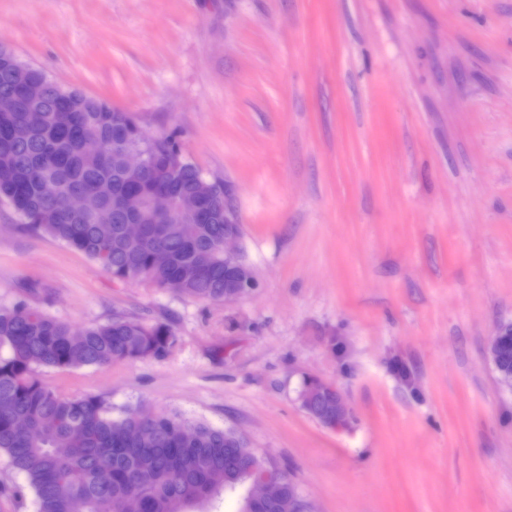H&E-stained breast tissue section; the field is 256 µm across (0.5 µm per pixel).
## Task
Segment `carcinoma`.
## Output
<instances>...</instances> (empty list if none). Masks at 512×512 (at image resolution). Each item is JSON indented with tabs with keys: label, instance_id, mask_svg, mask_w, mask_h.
Returning <instances> with one entry per match:
<instances>
[{
	"label": "carcinoma",
	"instance_id": "cac0c4a2",
	"mask_svg": "<svg viewBox=\"0 0 512 512\" xmlns=\"http://www.w3.org/2000/svg\"><path fill=\"white\" fill-rule=\"evenodd\" d=\"M0 95L20 99L17 112L0 113V202L11 205L26 226L83 253L118 280L145 279L157 288L173 281L180 291L211 302L224 301V196L208 188L199 169L186 161L167 189L177 203L192 202L168 224L147 209L126 212L123 197L148 194L154 165L180 155L170 137H152L134 127L105 100L53 82L41 69L0 47ZM43 111L25 137L13 129L26 123V109ZM124 140L146 154L151 167L132 181L112 141ZM61 185L46 196L41 182ZM79 194L86 211L68 210ZM143 224L130 241L124 225ZM162 250L169 262L155 265ZM177 336L164 324L128 317L89 325L72 345L69 325L19 300L0 307V456L25 475L39 512H196L201 505L251 479V465L237 449L244 440L230 429L159 412L141 419L135 409L116 416L102 397L63 395L39 377L45 369L106 368L114 363L167 356ZM507 355L496 372L512 374V323L505 328ZM16 418L32 432H17ZM147 470L156 483L143 490L136 475ZM295 484H283L269 503L242 501L241 512H301Z\"/></svg>",
	"mask_w": 512,
	"mask_h": 512
}]
</instances>
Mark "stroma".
Listing matches in <instances>:
<instances>
[{"instance_id": "35a3bbf8", "label": "stroma", "mask_w": 512, "mask_h": 512, "mask_svg": "<svg viewBox=\"0 0 512 512\" xmlns=\"http://www.w3.org/2000/svg\"><path fill=\"white\" fill-rule=\"evenodd\" d=\"M0 46L174 137L228 188L257 279L229 302L120 281L0 204V305L177 336L49 386L234 430L309 512H512L489 357L512 322V0H0ZM308 378L346 429L303 410ZM0 512H37L3 457ZM323 391L329 402L325 407L318 406V393ZM302 408L309 416L323 426L333 430H343L348 427L351 410L344 395L335 386L324 382L321 389H312L300 393Z\"/></svg>"}]
</instances>
